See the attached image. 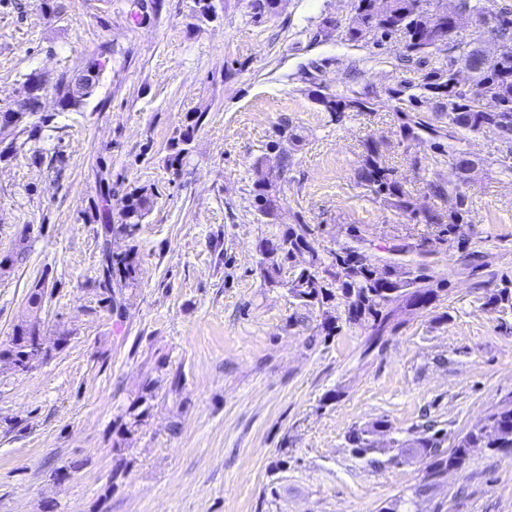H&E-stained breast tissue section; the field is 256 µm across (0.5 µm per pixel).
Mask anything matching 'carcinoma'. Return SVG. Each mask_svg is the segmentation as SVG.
Segmentation results:
<instances>
[{"label":"carcinoma","mask_w":512,"mask_h":512,"mask_svg":"<svg viewBox=\"0 0 512 512\" xmlns=\"http://www.w3.org/2000/svg\"><path fill=\"white\" fill-rule=\"evenodd\" d=\"M456 11L491 15L495 36L501 44L497 56L483 57L478 37L465 44L454 42L458 28L454 23ZM343 35L346 41L355 45L401 36L405 39L409 59L424 57L438 43L453 44L454 55L448 57V62L441 68L428 73L425 82L419 86L430 97L446 101L448 111L443 116L447 117L448 140L453 141L462 134L481 133L512 145V5L505 2L495 7L493 0H389L387 11L382 14L377 0H355L354 13ZM55 90L64 108L77 107L81 97L89 95L87 91L80 96L74 94L63 79L56 84ZM319 102L326 111L335 114L370 111L373 106L369 99L356 94L334 92L320 93ZM420 132L432 138L442 136L441 127L434 125V119L404 115L401 125L404 139L413 140ZM448 152L452 160L448 181L433 180L429 190L436 196L452 199L453 204L446 212H424L425 222L438 224L442 230L427 249L419 250L422 255L438 252L448 244L447 236L464 223L469 199L466 186L473 161L451 145ZM358 175L383 204L412 217L420 213L413 195L405 190L395 170L380 161L379 147L374 140L364 144ZM281 179L280 173L265 175L257 171L253 204L261 216L270 217L279 209ZM152 206L153 191L145 186L134 187L125 196L119 224L102 225L100 287L105 292L103 302L112 311L120 304L117 296L136 283L139 269L135 249L112 250L111 234L117 230L134 237ZM350 236L354 245L325 252L320 249L311 225L296 224L281 238L261 242L260 269L264 281L276 283L285 267L295 263L296 257L308 255L306 265L295 269L286 285L300 306L309 312H318L321 320L317 334L326 338L335 335L336 318L329 314V308L339 292L345 302L346 322L370 327L374 333L371 343L375 344L385 331L391 311L430 308L438 299L443 284L433 280L428 263L376 258L361 246L364 239L358 228H351ZM45 296L44 284L36 283L28 295L31 319L15 326L11 336L0 342V361L8 362L18 374L28 372L49 357L38 316ZM487 303L512 309V279H502V287L493 290ZM153 387L154 383L148 382L146 395L139 397L131 407L136 426L142 424L149 413ZM486 421L497 430L496 434L490 435L484 428L475 426L458 437L449 452L443 449L448 433L437 427L435 421L425 425L413 440L420 456L428 460L425 477L460 467L472 448L494 451L512 448V396L499 403L486 416ZM386 427L387 421L376 420L367 427L350 431L347 441L360 455L382 454L384 449L375 445L373 436Z\"/></svg>","instance_id":"1"}]
</instances>
